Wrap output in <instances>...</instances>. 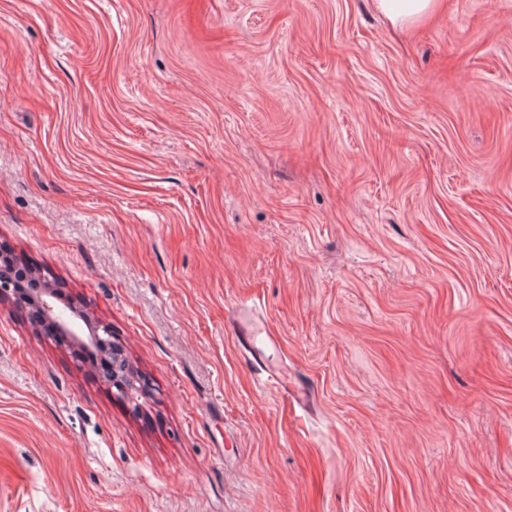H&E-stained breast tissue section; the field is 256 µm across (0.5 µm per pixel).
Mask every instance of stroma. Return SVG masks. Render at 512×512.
I'll return each instance as SVG.
<instances>
[{
    "mask_svg": "<svg viewBox=\"0 0 512 512\" xmlns=\"http://www.w3.org/2000/svg\"><path fill=\"white\" fill-rule=\"evenodd\" d=\"M0 244V512H512V0H0ZM376 9L390 24L409 30L434 16L443 6L442 0H374ZM45 285L39 288L28 297L24 298L26 304L33 308L39 316L52 327L53 334L56 335L60 343L66 346L81 347L88 345L92 342L100 345L109 351L112 347V330L103 323L94 321L89 315L83 313L81 315L79 310L74 309V313L78 318H81L86 325V331L82 333L75 332L71 326L65 322L60 321L54 314V307L48 303L46 298H57L52 285L45 281ZM113 393L134 406L140 405L141 399L149 398L152 395V388L149 381L145 377H141L131 367V370L125 375L124 378L114 377L107 379Z\"/></svg>",
    "mask_w": 512,
    "mask_h": 512,
    "instance_id": "1",
    "label": "stroma"
}]
</instances>
